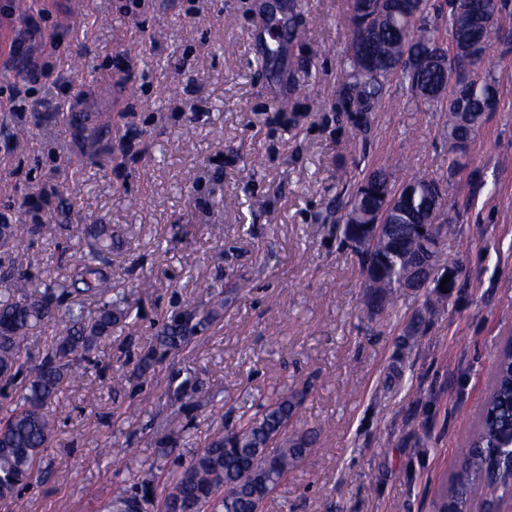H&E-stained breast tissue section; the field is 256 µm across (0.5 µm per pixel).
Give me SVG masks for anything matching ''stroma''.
I'll list each match as a JSON object with an SVG mask.
<instances>
[{
    "label": "stroma",
    "instance_id": "stroma-1",
    "mask_svg": "<svg viewBox=\"0 0 512 512\" xmlns=\"http://www.w3.org/2000/svg\"><path fill=\"white\" fill-rule=\"evenodd\" d=\"M71 2L30 5L59 48L28 86L32 111L0 114V216L41 227L10 251L33 295L68 278L89 225H111L105 270L132 316L82 364L83 382L63 385L56 437L17 501L103 512L140 464L178 469L278 388L302 398L290 435L316 440L265 512H433L512 336V40L484 60L499 101L452 171L446 113L402 77L375 111L347 110L350 0ZM272 18L306 31L274 57ZM57 75L75 83L60 112ZM74 112L111 118L95 163L81 160ZM393 157L403 175L443 182L455 284L443 306L427 308L423 288L374 315L337 223ZM233 289L187 344L162 343L185 310Z\"/></svg>",
    "mask_w": 512,
    "mask_h": 512
}]
</instances>
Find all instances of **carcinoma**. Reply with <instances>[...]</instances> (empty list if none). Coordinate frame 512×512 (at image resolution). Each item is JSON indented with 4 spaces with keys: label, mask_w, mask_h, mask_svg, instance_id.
<instances>
[{
    "label": "carcinoma",
    "mask_w": 512,
    "mask_h": 512,
    "mask_svg": "<svg viewBox=\"0 0 512 512\" xmlns=\"http://www.w3.org/2000/svg\"><path fill=\"white\" fill-rule=\"evenodd\" d=\"M476 13L492 12L499 25L496 38H508L512 32L502 27L504 0H471ZM433 0H413L408 10L399 0H352L345 24L350 32L347 55L341 64L345 85L368 108L385 96L390 77L401 76L424 104L448 112V142L467 143L475 139L485 113L498 103L495 79L473 77L492 44L479 26L461 18L454 0H448L445 18L449 43H444L437 26L430 23ZM432 53L448 57L446 68L438 66L416 72L403 62L405 54ZM468 72L465 84L445 83L446 74ZM69 122L82 139L83 155H97L104 121L88 129L75 116ZM436 180L425 173L396 183L386 169L368 172L349 194L345 218L340 227L342 241L356 229L348 217L359 219L362 212L382 205L376 187L398 195L403 206L390 214L392 246L376 249L360 260L365 276L364 306L375 308L378 299L391 303L407 263L432 251L435 262L444 264L440 242H429L416 234L417 224L429 190ZM37 224L0 226V248L9 250L19 241L40 233ZM103 255L97 248L81 255L74 272L63 282L51 281L38 295H27L23 284L27 273L14 264L0 261V380L16 382V396L0 411V499H12L27 483L36 461L50 447L56 422L51 413L59 400L62 386L75 383V368L89 360L112 338V329L131 316L124 293L119 291L102 268ZM73 297L96 302L88 314L80 303L63 304ZM194 327L182 319L168 328L169 343L176 347L189 341ZM40 338L42 359L33 362L31 341ZM494 384L486 401V414L468 444L458 450L470 459V467L453 476L451 491L439 494L434 512H448V504L469 508L470 495L477 486L490 497L501 499L512 492L505 481L488 477L495 456L504 452V440L512 428V358L502 356L493 369ZM300 401L280 391L243 418L224 437L217 436L195 453L189 462L167 475L163 484L153 467H148L132 486L113 493L108 512H154L160 503L172 500L186 512H255L270 499V493L308 454L314 439L288 437V423Z\"/></svg>",
    "instance_id": "cac0c4a2"
}]
</instances>
